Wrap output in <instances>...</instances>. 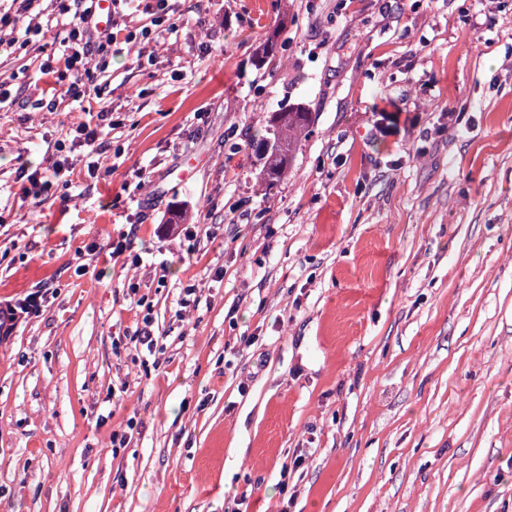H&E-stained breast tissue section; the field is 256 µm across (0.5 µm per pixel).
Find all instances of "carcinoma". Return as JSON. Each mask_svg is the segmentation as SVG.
I'll use <instances>...</instances> for the list:
<instances>
[{"label": "carcinoma", "instance_id": "obj_1", "mask_svg": "<svg viewBox=\"0 0 512 512\" xmlns=\"http://www.w3.org/2000/svg\"><path fill=\"white\" fill-rule=\"evenodd\" d=\"M288 33V15H283L273 36L258 47L255 61L262 65L275 57L277 48L276 37ZM312 125L311 113L300 106L282 109L272 114L266 136L261 139L259 157L262 167L258 175L261 185L270 190L288 176L302 138L309 132Z\"/></svg>", "mask_w": 512, "mask_h": 512}]
</instances>
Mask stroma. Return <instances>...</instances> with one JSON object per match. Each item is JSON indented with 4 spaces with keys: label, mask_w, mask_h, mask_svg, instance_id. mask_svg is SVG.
Wrapping results in <instances>:
<instances>
[{
    "label": "stroma",
    "mask_w": 512,
    "mask_h": 512,
    "mask_svg": "<svg viewBox=\"0 0 512 512\" xmlns=\"http://www.w3.org/2000/svg\"><path fill=\"white\" fill-rule=\"evenodd\" d=\"M45 5L0 55V301L47 292L0 335V512H280L298 456L291 512H512V0H169L175 38L84 78L102 167L36 201L85 119ZM288 33V17L283 15L280 19L277 29L273 36L267 37L266 40L258 47L255 54V61L258 65L265 64L269 60L275 57L277 48L276 38L279 35H285ZM312 125L311 112L300 106L274 112L259 146V157L263 160L258 180L265 190H271L288 176L302 138Z\"/></svg>",
    "instance_id": "1"
}]
</instances>
